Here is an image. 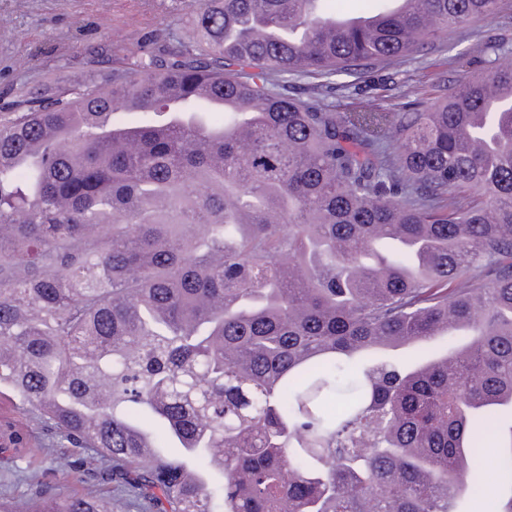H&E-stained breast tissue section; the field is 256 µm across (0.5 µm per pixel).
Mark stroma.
I'll return each mask as SVG.
<instances>
[{"instance_id": "1", "label": "stroma", "mask_w": 512, "mask_h": 512, "mask_svg": "<svg viewBox=\"0 0 512 512\" xmlns=\"http://www.w3.org/2000/svg\"><path fill=\"white\" fill-rule=\"evenodd\" d=\"M186 24L179 0H0V110L19 100L23 88L56 78L83 80L87 70L106 66L109 54L126 50L157 31ZM512 40V0L482 20L444 33L427 55L405 65L381 91L379 106L397 112L408 90H431L467 78L480 64L487 39ZM492 431L479 438L477 491L463 500L464 512H494L504 492L499 452Z\"/></svg>"}]
</instances>
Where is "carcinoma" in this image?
Wrapping results in <instances>:
<instances>
[{
	"label": "carcinoma",
	"instance_id": "carcinoma-1",
	"mask_svg": "<svg viewBox=\"0 0 512 512\" xmlns=\"http://www.w3.org/2000/svg\"><path fill=\"white\" fill-rule=\"evenodd\" d=\"M328 2L196 0L0 112V412L96 481L0 512H460L512 405V47L341 115L499 0Z\"/></svg>",
	"mask_w": 512,
	"mask_h": 512
}]
</instances>
